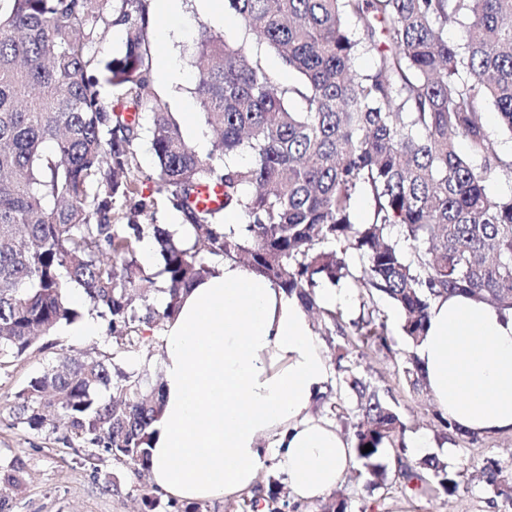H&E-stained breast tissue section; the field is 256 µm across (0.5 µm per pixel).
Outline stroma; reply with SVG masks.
I'll return each mask as SVG.
<instances>
[{
	"label": "stroma",
	"mask_w": 512,
	"mask_h": 512,
	"mask_svg": "<svg viewBox=\"0 0 512 512\" xmlns=\"http://www.w3.org/2000/svg\"><path fill=\"white\" fill-rule=\"evenodd\" d=\"M184 4L181 19L172 25L164 41L158 38L163 4L161 0H153L151 4L148 39L155 76L150 80L149 90L162 107L181 120L183 134L188 137L193 130L207 128L193 95L197 78L193 57L201 24L210 23L216 32L232 41H243L246 34L232 14L212 21L200 13L195 0H184ZM169 62L182 70L184 79L180 84L169 86L157 78V71ZM344 286L352 300L344 314L345 320L357 319L363 300L370 299L390 331V350L379 352L362 346L353 349L351 357L359 373L391 391L407 425L405 443L413 444L420 435L428 437L430 454L469 476L477 473L486 458H512L511 432L456 442L442 434L436 417L438 408L427 390H412L403 381V361L412 346L401 331V312L385 298L370 297L363 282L349 279ZM151 334V343L126 347L102 335H77L75 328L69 327L58 335L56 351L76 356H113L118 367L142 375L147 384L155 386L162 380L160 327H153ZM48 359V354L32 350L0 369V464L17 455L27 463L22 483L8 493L11 512H140L142 494L148 489L159 503L157 512H190L194 507L199 512H243V502L239 499L216 498L195 505L185 500L174 501L169 493L153 489L149 474L135 475L104 449L70 441L64 422L40 431L17 424L14 394L42 371ZM340 488L348 498L351 512H494L476 485L451 499L421 497L395 488H375L367 478L357 479L349 474Z\"/></svg>",
	"instance_id": "35a3bbf8"
}]
</instances>
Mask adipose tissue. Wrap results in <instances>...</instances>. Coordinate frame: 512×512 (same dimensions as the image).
<instances>
[{
  "label": "adipose tissue",
  "mask_w": 512,
  "mask_h": 512,
  "mask_svg": "<svg viewBox=\"0 0 512 512\" xmlns=\"http://www.w3.org/2000/svg\"><path fill=\"white\" fill-rule=\"evenodd\" d=\"M429 315L415 354L434 402L466 430L512 433V311L454 296ZM162 336L154 485L186 500L237 497L272 460L295 499L336 489L352 443L311 412L331 368L295 298L228 259L184 293Z\"/></svg>",
  "instance_id": "ef3b65f1"
}]
</instances>
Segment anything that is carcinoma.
Returning a JSON list of instances; mask_svg holds the SVG:
<instances>
[{
    "instance_id": "1",
    "label": "carcinoma",
    "mask_w": 512,
    "mask_h": 512,
    "mask_svg": "<svg viewBox=\"0 0 512 512\" xmlns=\"http://www.w3.org/2000/svg\"><path fill=\"white\" fill-rule=\"evenodd\" d=\"M150 0H0V368L56 347L83 317L80 288L105 334L138 346L156 321L174 318L183 291L215 272L213 259L242 258L254 273L322 315L326 335L351 334L390 349L374 311L344 322L318 303V289L355 277L404 315L417 345L429 308L462 295L512 310V196L486 183L512 178L484 120L493 106L512 134V0H225L257 41L295 75L285 83L245 43L201 25L194 95L219 153L201 157L181 123L148 92ZM460 22L448 42V21ZM125 47L101 56L109 26ZM367 54L372 66L354 69ZM124 91L151 118L157 192L176 201L186 224H141L154 202L132 170L139 118L101 98ZM469 154L462 155L458 139ZM247 154L248 164L235 158ZM218 186V209L200 190ZM372 206L356 224V194ZM126 223H115L116 206ZM235 210L228 227L216 215ZM154 240L159 270L147 273L140 244ZM161 277L166 303L145 285ZM335 351L337 395L328 415L351 425L356 458L370 484H394L449 498L468 490L460 471L436 456H406V427L389 390L375 386ZM404 379L422 389L415 355ZM162 390L147 387L107 356L50 361L15 393V419L40 431L62 414L70 440L97 445L139 475L150 469L152 426ZM372 450L362 452L365 445ZM25 460L0 466V486L21 483ZM480 488L512 512V461L485 460ZM321 512H349L336 492Z\"/></svg>"
}]
</instances>
